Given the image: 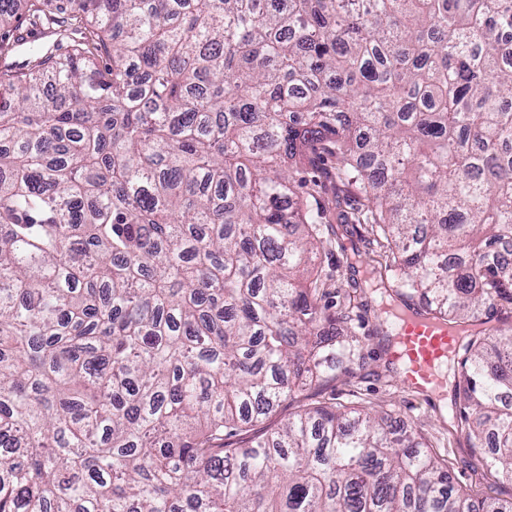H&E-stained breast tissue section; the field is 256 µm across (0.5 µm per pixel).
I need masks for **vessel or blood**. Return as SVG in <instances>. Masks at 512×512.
<instances>
[{"mask_svg":"<svg viewBox=\"0 0 512 512\" xmlns=\"http://www.w3.org/2000/svg\"><path fill=\"white\" fill-rule=\"evenodd\" d=\"M460 346L457 334L424 314L400 315L391 356L404 364L402 381L420 393L438 396L448 388L446 365Z\"/></svg>","mask_w":512,"mask_h":512,"instance_id":"vessel-or-blood-1","label":"vessel or blood"}]
</instances>
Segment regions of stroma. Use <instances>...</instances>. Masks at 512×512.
Here are the masks:
<instances>
[{"label": "stroma", "mask_w": 512, "mask_h": 512, "mask_svg": "<svg viewBox=\"0 0 512 512\" xmlns=\"http://www.w3.org/2000/svg\"><path fill=\"white\" fill-rule=\"evenodd\" d=\"M336 231L344 246L328 244L316 254L314 263L324 284L323 304L338 309L344 297L363 284L366 270L363 265H351L344 247L367 251L372 237L365 224H340ZM349 334L360 351V358L349 372L339 374L318 389H310L288 400L277 409L275 421H283L299 406L315 403L362 404L384 410L401 421L412 423L429 440L434 451L446 459L454 485L479 499H505L512 496V483L489 471L482 450L470 448L468 441L457 433L453 423V396L430 398L407 389L400 373L391 366L386 355L389 347L385 328L378 317V300L367 296L364 306L355 309Z\"/></svg>", "instance_id": "1"}]
</instances>
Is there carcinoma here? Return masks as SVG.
Segmentation results:
<instances>
[{"instance_id": "obj_1", "label": "carcinoma", "mask_w": 512, "mask_h": 512, "mask_svg": "<svg viewBox=\"0 0 512 512\" xmlns=\"http://www.w3.org/2000/svg\"><path fill=\"white\" fill-rule=\"evenodd\" d=\"M22 18L66 51L15 65ZM508 32L512 0H0V512H512L386 412L264 425L359 357L303 279L319 149L382 322L395 286L463 331L457 431L512 483Z\"/></svg>"}]
</instances>
